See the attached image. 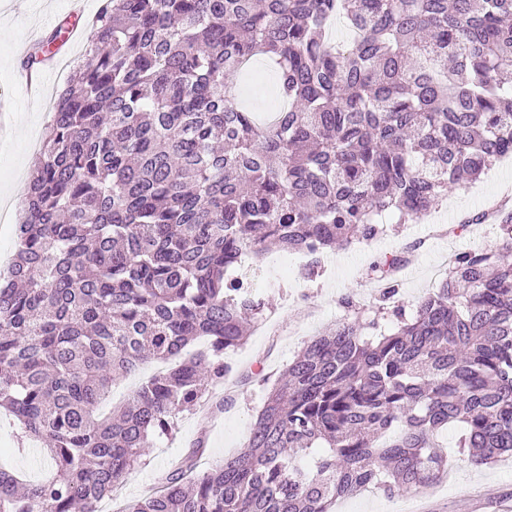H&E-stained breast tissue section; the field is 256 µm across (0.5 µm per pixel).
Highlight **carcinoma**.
Masks as SVG:
<instances>
[{
    "mask_svg": "<svg viewBox=\"0 0 512 512\" xmlns=\"http://www.w3.org/2000/svg\"><path fill=\"white\" fill-rule=\"evenodd\" d=\"M341 17L353 33L332 40ZM56 95L0 283V408L57 466L0 468V512L97 504L224 382L263 309L226 271L273 247L321 255L420 220L512 151V0H102ZM59 25L22 59L64 41ZM276 66L284 107L256 121L228 79ZM495 251L463 252L411 317L401 254L267 390L242 449L200 472L189 449L125 512H333L512 452V211ZM206 340L192 355L187 347ZM115 414L112 384L146 364ZM317 454L315 468L302 458Z\"/></svg>",
    "mask_w": 512,
    "mask_h": 512,
    "instance_id": "carcinoma-1",
    "label": "carcinoma"
}]
</instances>
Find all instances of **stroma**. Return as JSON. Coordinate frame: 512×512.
I'll list each match as a JSON object with an SVG mask.
<instances>
[{
	"instance_id": "obj_1",
	"label": "stroma",
	"mask_w": 512,
	"mask_h": 512,
	"mask_svg": "<svg viewBox=\"0 0 512 512\" xmlns=\"http://www.w3.org/2000/svg\"><path fill=\"white\" fill-rule=\"evenodd\" d=\"M67 6L68 0H34L20 9L15 0H0V102L7 106V131L0 136V212L10 219L9 224L0 226V235L11 244L16 241L18 219L13 204L23 197L51 120L45 104L29 97L22 85L19 47L67 19ZM507 197L512 198V163H498L477 181L449 193L423 221L394 224L378 239L324 253L313 277L300 271L283 276L278 263L288 259V252L273 250L256 258L266 283L258 297L264 303V317L274 322L273 329L254 328L242 346L226 352L233 370L224 385L206 392L201 408L180 414L175 431L144 449L141 463L125 477L115 499L100 502L101 512H122L128 501L148 493L161 473L194 444L205 448L199 461L203 470L235 454L265 395L261 383H241V376L258 371L278 376L308 340L335 326L344 314V298L363 305L372 303L380 287L369 279L367 268L379 255L410 251L399 291L406 309H413L441 280L436 265L442 256L496 248L495 227L471 225L467 219ZM463 222L468 228L457 234L441 237L435 233L436 226ZM18 431L14 420L0 411V463L27 481L53 475V464L41 453L39 442H20ZM442 443L450 460L447 478L416 495L390 498L368 489L338 500L335 512H396L400 507L406 512H512V456L478 468L457 452L454 432H445Z\"/></svg>"
}]
</instances>
